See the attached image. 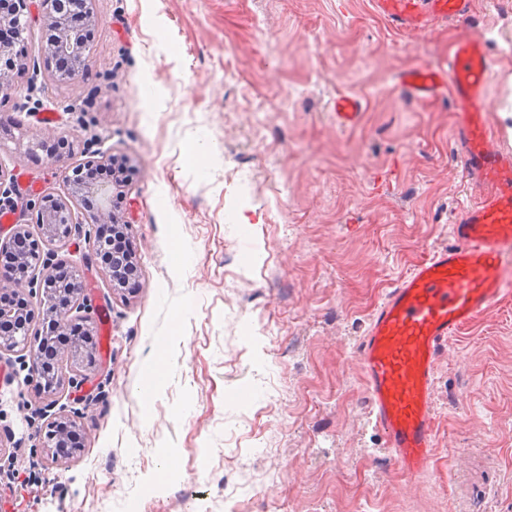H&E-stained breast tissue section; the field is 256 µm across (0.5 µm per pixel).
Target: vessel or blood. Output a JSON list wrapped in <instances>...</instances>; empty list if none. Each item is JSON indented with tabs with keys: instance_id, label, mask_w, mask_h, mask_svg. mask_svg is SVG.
Returning a JSON list of instances; mask_svg holds the SVG:
<instances>
[{
	"instance_id": "obj_1",
	"label": "vessel or blood",
	"mask_w": 512,
	"mask_h": 512,
	"mask_svg": "<svg viewBox=\"0 0 512 512\" xmlns=\"http://www.w3.org/2000/svg\"><path fill=\"white\" fill-rule=\"evenodd\" d=\"M371 11L407 35L436 24L474 21V0H369ZM493 59L485 39L449 43L448 61L401 71L416 102L448 100L470 202L450 226L451 242L396 279L355 346L370 417L407 478L427 474L436 456L434 381L451 338L496 306L512 285V147L490 120ZM336 126L351 129L362 103L341 94Z\"/></svg>"
}]
</instances>
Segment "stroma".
<instances>
[{"mask_svg": "<svg viewBox=\"0 0 512 512\" xmlns=\"http://www.w3.org/2000/svg\"><path fill=\"white\" fill-rule=\"evenodd\" d=\"M476 5L497 71L491 118L512 139V0ZM94 8L90 62L69 87L39 79L0 98V116L67 138L69 153L51 165L6 135L0 171L43 192L93 153L130 158L120 216L135 291L81 264L95 225L62 248L91 300L85 399L67 403L80 445L41 460L49 400L0 352V512H512V296L441 356L438 454L417 481L380 452L353 354L394 281L448 244L468 202L447 102L419 105L396 75L447 63L469 27L414 39L367 0ZM340 94L363 105L344 131ZM159 350L166 373L147 397ZM365 448L376 464L347 482L321 464Z\"/></svg>", "mask_w": 512, "mask_h": 512, "instance_id": "35a3bbf8", "label": "stroma"}]
</instances>
